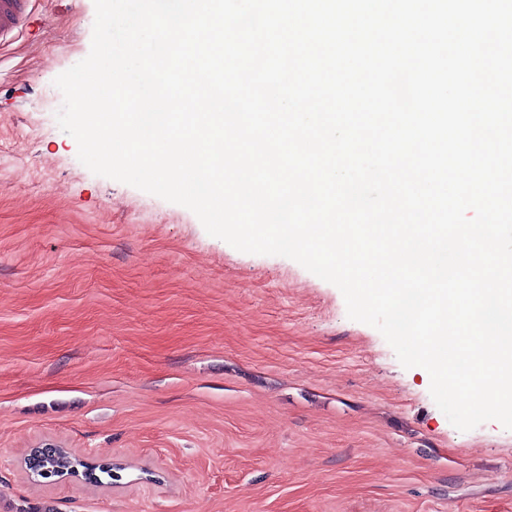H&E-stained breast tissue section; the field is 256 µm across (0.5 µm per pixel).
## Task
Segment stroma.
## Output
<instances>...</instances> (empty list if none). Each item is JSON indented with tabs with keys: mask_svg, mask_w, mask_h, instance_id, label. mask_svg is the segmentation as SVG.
<instances>
[{
	"mask_svg": "<svg viewBox=\"0 0 512 512\" xmlns=\"http://www.w3.org/2000/svg\"><path fill=\"white\" fill-rule=\"evenodd\" d=\"M94 20L33 0L0 42V512H512V430L456 429L335 285L78 160ZM44 443L112 484L33 481Z\"/></svg>",
	"mask_w": 512,
	"mask_h": 512,
	"instance_id": "stroma-1",
	"label": "stroma"
}]
</instances>
